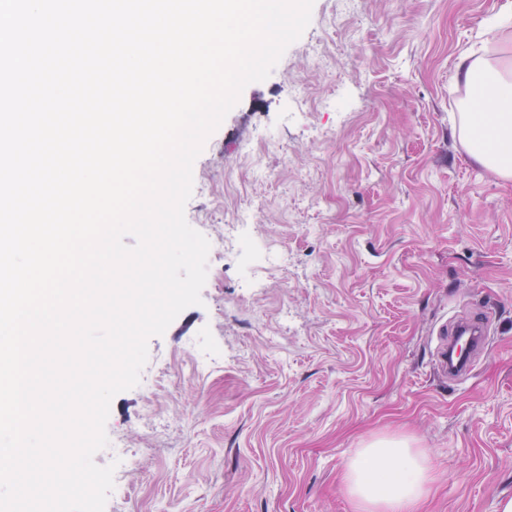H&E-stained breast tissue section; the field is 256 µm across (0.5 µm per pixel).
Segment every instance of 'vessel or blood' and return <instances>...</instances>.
<instances>
[{
	"label": "vessel or blood",
	"instance_id": "1",
	"mask_svg": "<svg viewBox=\"0 0 512 512\" xmlns=\"http://www.w3.org/2000/svg\"><path fill=\"white\" fill-rule=\"evenodd\" d=\"M487 317L475 311L457 321L450 334L442 336L438 349V369L455 381L467 380L476 356L484 347Z\"/></svg>",
	"mask_w": 512,
	"mask_h": 512
}]
</instances>
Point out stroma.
<instances>
[{
	"label": "stroma",
	"instance_id": "stroma-1",
	"mask_svg": "<svg viewBox=\"0 0 512 512\" xmlns=\"http://www.w3.org/2000/svg\"><path fill=\"white\" fill-rule=\"evenodd\" d=\"M355 2L336 29V0H314L194 162L187 222L213 242L252 205L258 229L236 255L209 253L202 305L149 339L147 367L167 373L152 399L138 385L111 403L108 439L142 460L125 512H353L345 466L381 437L431 460L418 512L512 498V180L463 149L479 87L456 73L464 53L512 73V0ZM269 239L288 271L258 268ZM477 306L487 346L448 381L437 333ZM214 342L223 364L197 372Z\"/></svg>",
	"mask_w": 512,
	"mask_h": 512
}]
</instances>
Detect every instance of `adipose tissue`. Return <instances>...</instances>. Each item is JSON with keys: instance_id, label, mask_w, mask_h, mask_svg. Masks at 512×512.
Segmentation results:
<instances>
[{"instance_id": "obj_1", "label": "adipose tissue", "mask_w": 512, "mask_h": 512, "mask_svg": "<svg viewBox=\"0 0 512 512\" xmlns=\"http://www.w3.org/2000/svg\"><path fill=\"white\" fill-rule=\"evenodd\" d=\"M458 70L465 81L480 84L478 95L466 105L461 142L479 165L511 180L512 80L490 68L477 72L465 53ZM432 479L428 456L394 439H378L359 449L343 474L355 512H415Z\"/></svg>"}]
</instances>
